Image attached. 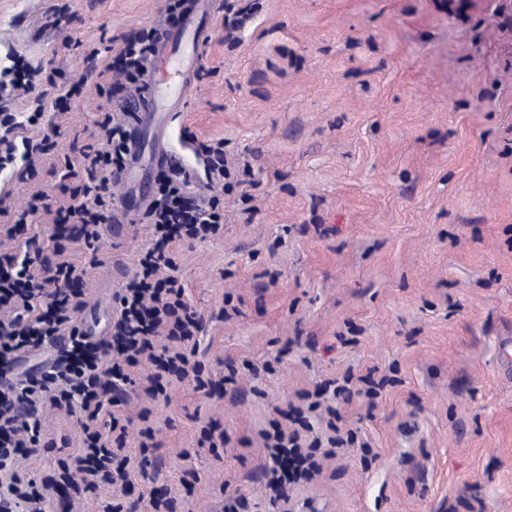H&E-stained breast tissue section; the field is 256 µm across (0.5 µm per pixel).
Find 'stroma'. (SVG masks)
Masks as SVG:
<instances>
[{"label":"stroma","mask_w":512,"mask_h":512,"mask_svg":"<svg viewBox=\"0 0 512 512\" xmlns=\"http://www.w3.org/2000/svg\"><path fill=\"white\" fill-rule=\"evenodd\" d=\"M250 23L224 33L207 14L187 111L169 150L208 195L196 142L223 140L234 184L224 232L175 248L185 301L202 318L195 353L219 392L173 382L143 390L131 368L105 409L128 426L126 487L51 492L45 512H512V375L497 364L512 336V0H238ZM167 0H0V69L13 54L56 68L87 91L66 112L45 103L54 149L35 178L0 185L10 214L41 208L0 251L49 239L65 161H79L101 113L123 117L131 88L97 94L110 59L88 61L104 37L161 24ZM73 49H65V42ZM253 186L240 189L243 167ZM139 219L108 224L79 289L99 336L111 337L116 297L150 247ZM354 376L388 378L376 398L336 401L355 444L319 457L311 481L266 493L262 433L287 423L300 393ZM151 410L152 440L137 433ZM52 451L18 461L38 480L80 447L77 416L40 413ZM227 439L200 442L208 424ZM155 480H140L139 471Z\"/></svg>","instance_id":"35a3bbf8"}]
</instances>
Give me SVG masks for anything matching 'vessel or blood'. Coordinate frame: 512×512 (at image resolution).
I'll return each instance as SVG.
<instances>
[{"mask_svg":"<svg viewBox=\"0 0 512 512\" xmlns=\"http://www.w3.org/2000/svg\"><path fill=\"white\" fill-rule=\"evenodd\" d=\"M209 36L208 27L203 26L192 11L185 13L178 28L163 26L157 31L152 62L154 76L138 96L130 159L118 178L123 191H137L139 204L147 202L146 192L140 189L145 138L153 136L157 159L166 160L168 153L163 144L164 127L171 112L183 111L187 106L188 90L196 68L194 54Z\"/></svg>","mask_w":512,"mask_h":512,"instance_id":"1","label":"vessel or blood"}]
</instances>
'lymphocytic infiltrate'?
Returning <instances> with one entry per match:
<instances>
[{
  "instance_id": "lymphocytic-infiltrate-1",
  "label": "lymphocytic infiltrate",
  "mask_w": 512,
  "mask_h": 512,
  "mask_svg": "<svg viewBox=\"0 0 512 512\" xmlns=\"http://www.w3.org/2000/svg\"><path fill=\"white\" fill-rule=\"evenodd\" d=\"M154 49L153 32H143L121 43L100 42L89 59L114 54L117 68L128 77L140 75ZM0 89L40 84L53 90L58 107H67L80 96L82 83L68 81L61 71L15 64ZM44 112L42 99H35L29 113L13 114L0 106V171L15 160L26 163L27 176H35L33 157L53 148L50 138L33 141L26 129L38 125ZM99 127L105 147L88 146L77 166L68 167L67 177L76 180L72 204L60 209L56 221L78 228L76 243L97 250L103 224L109 221L112 197L107 182L124 168L128 156V132L104 114ZM190 183L180 166H169L159 177L158 196L149 208L155 235L150 248L141 255L138 271L119 298L120 318L114 341L117 357L107 370H100L92 356L91 343L73 339L70 350L55 359L39 385L30 379L0 384V512H44L45 492L81 480L87 489L110 478L126 480L129 459L123 455L125 433L119 432L118 418L109 421L114 440L103 439L99 417L105 401L100 393L102 376H109L114 389H121L130 377L128 368L148 361L152 371L146 377L145 393L165 394L173 381H190L197 388L213 389L211 378L195 361V337L201 321L184 300V287L177 275L174 248L186 239L206 240L224 230V209L220 198L195 202L188 196ZM85 266L62 256L49 263L37 257L0 254V373L11 370L21 353L41 348L45 338L61 334L72 323L79 308L72 286L84 281ZM80 413L83 446L59 460L55 474L42 481L20 476L13 466L17 458L36 455L42 446L38 407L43 402ZM295 430L264 432L268 451L265 474L273 499L284 498L288 486L311 480L319 466L315 453L321 444L341 448L353 444V436L334 434L328 439L310 437L311 429L303 411H291Z\"/></svg>"
}]
</instances>
